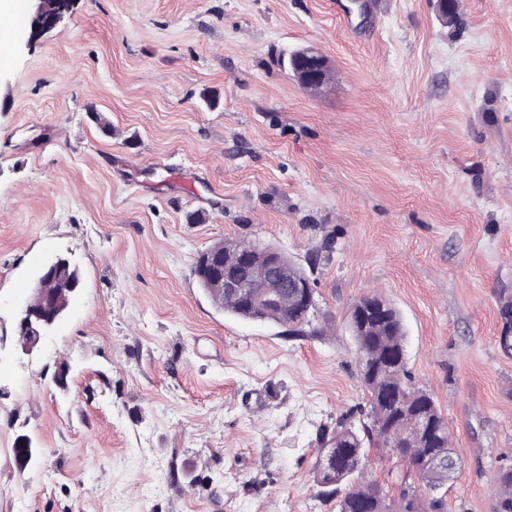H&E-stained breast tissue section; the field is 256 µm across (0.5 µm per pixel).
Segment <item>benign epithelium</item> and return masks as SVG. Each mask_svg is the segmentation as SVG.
<instances>
[{"label":"benign epithelium","mask_w":512,"mask_h":512,"mask_svg":"<svg viewBox=\"0 0 512 512\" xmlns=\"http://www.w3.org/2000/svg\"><path fill=\"white\" fill-rule=\"evenodd\" d=\"M31 29L50 30L63 18L70 0H31ZM288 70L308 90H317L329 81L327 58L313 48L299 49L288 58ZM260 244L249 242L234 253L209 252L200 257L197 276L211 288L228 290L244 306H276L288 298V289L303 292L304 306L301 322L313 325L315 306V283L307 275L295 278L289 272V260L279 250L267 249L266 267L252 265L250 253ZM67 260L56 258L45 264L36 279L35 290L21 308L16 323V344L28 354L32 353L45 337L49 327L57 321V311L47 310L49 286L63 278L61 269Z\"/></svg>","instance_id":"benign-epithelium-1"}]
</instances>
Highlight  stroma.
<instances>
[{
    "mask_svg": "<svg viewBox=\"0 0 512 512\" xmlns=\"http://www.w3.org/2000/svg\"><path fill=\"white\" fill-rule=\"evenodd\" d=\"M72 0L0 63V512H336L319 434L362 401L352 305L401 313L413 383L495 512L512 455V0ZM311 46L318 92L283 67ZM187 170L190 186L171 181ZM227 239L316 283L325 339L224 315L195 274ZM80 287L32 355L50 259ZM28 440L33 456L13 450ZM55 262H48L41 268L35 284L32 296L28 298L21 308L16 323V344L23 352L32 353L45 337L47 331L57 321V310L62 306L54 308L52 312L47 310V299L49 298V286L63 278L61 269L66 266L67 259L55 258ZM42 324L48 327L42 328ZM495 467L496 512H512V457H498Z\"/></svg>",
    "mask_w": 512,
    "mask_h": 512,
    "instance_id": "35a3bbf8",
    "label": "stroma"
}]
</instances>
